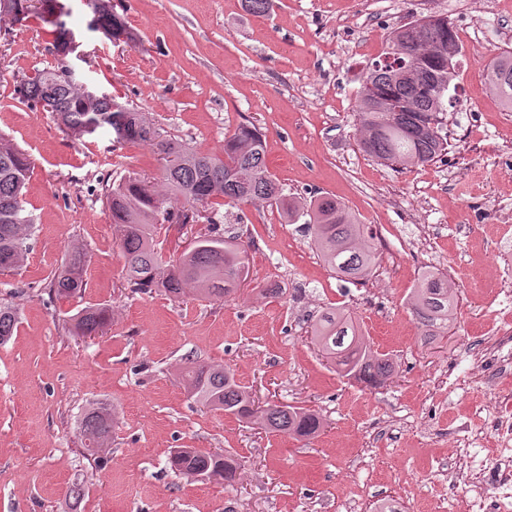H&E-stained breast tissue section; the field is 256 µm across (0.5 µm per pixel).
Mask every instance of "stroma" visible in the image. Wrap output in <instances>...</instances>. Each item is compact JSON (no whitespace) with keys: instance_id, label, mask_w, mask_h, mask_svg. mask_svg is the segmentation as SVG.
I'll return each instance as SVG.
<instances>
[{"instance_id":"obj_1","label":"stroma","mask_w":512,"mask_h":512,"mask_svg":"<svg viewBox=\"0 0 512 512\" xmlns=\"http://www.w3.org/2000/svg\"><path fill=\"white\" fill-rule=\"evenodd\" d=\"M63 2L80 43L66 63L88 90L219 156L239 125L255 126L287 194L343 202L370 225L380 262L364 284L344 285L302 224L227 203L219 229L248 246L234 292L174 302L133 290L104 181L153 180L157 156L100 132L75 139L23 103L20 81L57 62L53 36L37 15L0 21V136L30 159L35 220L22 266L0 275V302L19 317L0 346V512H374L383 499L463 512L473 481L484 512H497V389L512 384V344L503 361L488 352L512 337V112L485 72L512 47V0H273L264 14L243 0H112L133 43L89 30L82 0ZM423 16L461 32L448 153L395 169L358 148L359 77L392 30ZM74 246L88 254L86 288L59 298L49 281ZM429 269L456 283L459 303L447 335L427 343L407 301ZM97 304L113 313L103 334L72 335L73 316ZM329 306L395 360L386 385L339 376L318 351L308 326ZM189 358L226 367L260 401L317 410L324 430L298 441L201 406L180 383ZM99 406L115 426L92 456L79 424ZM177 448L239 458L237 482L178 475Z\"/></svg>"}]
</instances>
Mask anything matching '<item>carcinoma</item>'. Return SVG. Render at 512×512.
Here are the masks:
<instances>
[{
  "instance_id": "1",
  "label": "carcinoma",
  "mask_w": 512,
  "mask_h": 512,
  "mask_svg": "<svg viewBox=\"0 0 512 512\" xmlns=\"http://www.w3.org/2000/svg\"><path fill=\"white\" fill-rule=\"evenodd\" d=\"M9 11L0 8V19L13 23L28 19L26 0H10ZM104 2L101 27L115 33L124 22L112 13L110 0ZM425 32V41L405 52L401 43L405 26L391 31L378 59L367 64L360 79L356 126L359 146L371 158L388 166L403 168L425 165L448 154V141L441 135L448 112V91L456 78V61L434 54L438 45L459 44L452 23L444 17L426 16L409 22ZM426 59L436 61L445 74L440 91L419 92L395 80L397 69L409 68ZM66 68L64 62L36 70L20 85V99L30 105L47 104L69 135L88 134L90 124L106 130L114 142L148 143L164 161L160 169L165 193L136 177H122L106 188L112 223L120 231L124 267L131 288L163 290L174 300L190 293L201 300H213L231 291L246 273V250L235 238L216 231L205 234L179 257L163 259L156 237L161 224L182 227L199 221L191 205L210 206L216 198L249 205L279 208L288 223L304 221L311 242L323 263L348 284L366 282L379 263L370 227L359 223L345 205L328 196H314L305 206L292 205L285 188L269 171L262 134L248 125L239 126L224 141V156L212 155L162 134L141 112L112 99H91L83 95L74 80L57 82L54 73ZM486 79L504 108L512 112V50L502 51L490 64ZM31 164L10 141L0 137V274L21 266L29 245L34 220L24 206ZM184 202L172 205L171 199ZM86 254L72 249L50 281V291L70 297L85 287L83 270ZM455 283L443 273L421 274L410 293V310L421 335L435 339L448 334L457 312ZM110 323L104 306H91L74 316L73 329L79 336H96ZM18 317L14 309L0 305V345L14 335ZM312 341L336 367V373L367 387H378L396 372L389 355L374 350L360 326L340 308L321 314L312 325ZM184 389L193 401L253 421L271 433L310 440L324 427L319 412L302 407L270 404L255 406L246 387L224 367L190 359L182 372ZM87 450L96 453L112 437V418L106 409L88 411L81 422ZM171 468L190 476L215 473L232 483L240 464L221 451L193 450L175 453Z\"/></svg>"
}]
</instances>
